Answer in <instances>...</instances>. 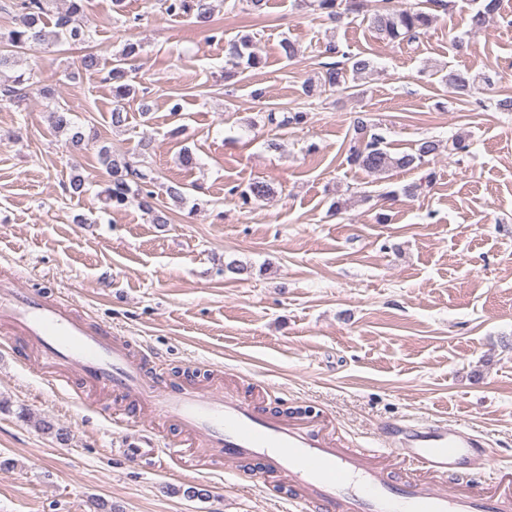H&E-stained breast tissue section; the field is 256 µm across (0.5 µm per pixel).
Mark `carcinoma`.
Here are the masks:
<instances>
[{"instance_id": "1", "label": "carcinoma", "mask_w": 512, "mask_h": 512, "mask_svg": "<svg viewBox=\"0 0 512 512\" xmlns=\"http://www.w3.org/2000/svg\"><path fill=\"white\" fill-rule=\"evenodd\" d=\"M55 0H15V22L8 29H0V68L15 65L18 55L38 46L59 45L62 43L79 44L86 42V35L80 25L79 18L87 8V0H68L66 8L57 12L54 23L55 30L47 31L44 17L50 12ZM378 9L366 15L368 26L382 39L390 42L413 41L426 31L433 23L435 16L428 11L434 4L444 10L455 6V0H420L413 6H403L394 0H379ZM314 10L330 19H337L345 12H359L363 8L360 0H311ZM499 0H472L470 11L471 29H482L490 17L498 9ZM165 14L169 16H189L194 23L205 29L213 26V5L211 0H162ZM140 45L128 42L120 54L115 56L108 80L112 82V126L120 128L128 120L125 100L134 92L130 84V72L134 70V62L139 55ZM326 53L341 57V60L327 63L320 78V86L325 90H347L348 82L363 78L374 71V62L362 54H352L340 49L336 43L326 47ZM76 73L95 72L99 69V56L90 51L84 53L76 61ZM254 67L259 64V57L251 50L250 40L240 38L228 42L225 75L242 65ZM31 77L22 72L8 83L0 84V98L19 103L29 96ZM450 86L469 91L475 86L479 77L461 70H450L443 76ZM54 130L69 136L70 142L78 145L84 141H93L94 135L86 134L83 127L73 119L72 113L64 108L51 111ZM355 132L359 136L361 146L352 148L351 161L369 173L381 176L396 169H415L426 163V158L439 150V143L425 140L412 153L394 154L384 145L383 138L373 134L367 135V121L357 118ZM148 143L140 142L132 152L117 154L112 147L102 144L98 146V158L105 168L109 180L104 190L106 208L119 211L127 206L132 198H139L142 205L152 215L155 224H166V214L153 206L155 196V178L151 172L141 168L137 157L144 155ZM271 187L263 181H254L246 189L239 192L242 204L267 198Z\"/></svg>"}]
</instances>
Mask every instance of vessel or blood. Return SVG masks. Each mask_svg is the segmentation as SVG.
<instances>
[{"label": "vessel or blood", "instance_id": "1", "mask_svg": "<svg viewBox=\"0 0 512 512\" xmlns=\"http://www.w3.org/2000/svg\"><path fill=\"white\" fill-rule=\"evenodd\" d=\"M0 322L21 331L39 354L43 369L58 365L100 386L125 393L127 408L111 413L123 426L132 411H150L179 424L226 463L262 460L297 499L316 502L324 512H512V468H494L486 487L445 492L438 484L463 472L481 442L471 433L442 423L395 422L379 433V449L369 455L337 447L315 426L289 423L221 389L151 384L131 344L114 339L103 326H89L68 305L0 283ZM130 460L160 462L164 451L145 437L127 436ZM407 467L393 483L390 469Z\"/></svg>", "mask_w": 512, "mask_h": 512}]
</instances>
